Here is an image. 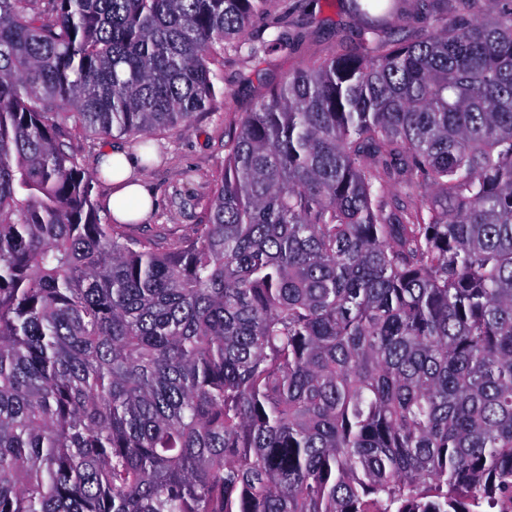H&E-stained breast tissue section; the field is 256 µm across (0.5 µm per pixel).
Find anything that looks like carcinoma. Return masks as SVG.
Masks as SVG:
<instances>
[{
    "label": "carcinoma",
    "instance_id": "carcinoma-1",
    "mask_svg": "<svg viewBox=\"0 0 512 512\" xmlns=\"http://www.w3.org/2000/svg\"><path fill=\"white\" fill-rule=\"evenodd\" d=\"M269 2L0 0V512H512L511 6L350 0L166 252L67 150L205 110ZM392 7L395 12V16L391 18L393 24L408 30H420L425 25L424 19L413 9L411 0H397Z\"/></svg>",
    "mask_w": 512,
    "mask_h": 512
}]
</instances>
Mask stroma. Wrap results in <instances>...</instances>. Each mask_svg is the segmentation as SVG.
<instances>
[{"label": "stroma", "instance_id": "obj_1", "mask_svg": "<svg viewBox=\"0 0 512 512\" xmlns=\"http://www.w3.org/2000/svg\"><path fill=\"white\" fill-rule=\"evenodd\" d=\"M290 5L294 41L288 48L250 60L225 56L217 64L224 91L210 108L188 123L152 134V163L145 180L157 207L146 221L129 223L128 237L153 239L164 251L192 225L205 223L215 185L224 174V144L237 131L243 114L293 72L354 48L357 20L346 0H290ZM65 142L88 170L95 169L110 147L136 156L143 153L130 137L102 140L79 127L70 129Z\"/></svg>", "mask_w": 512, "mask_h": 512}]
</instances>
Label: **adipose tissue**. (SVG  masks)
<instances>
[{
	"instance_id": "1",
	"label": "adipose tissue",
	"mask_w": 512,
	"mask_h": 512,
	"mask_svg": "<svg viewBox=\"0 0 512 512\" xmlns=\"http://www.w3.org/2000/svg\"><path fill=\"white\" fill-rule=\"evenodd\" d=\"M102 167L111 172L116 191L108 203L113 216L119 221H142L153 211L155 200L136 170V157L123 151L105 150L101 159Z\"/></svg>"
}]
</instances>
